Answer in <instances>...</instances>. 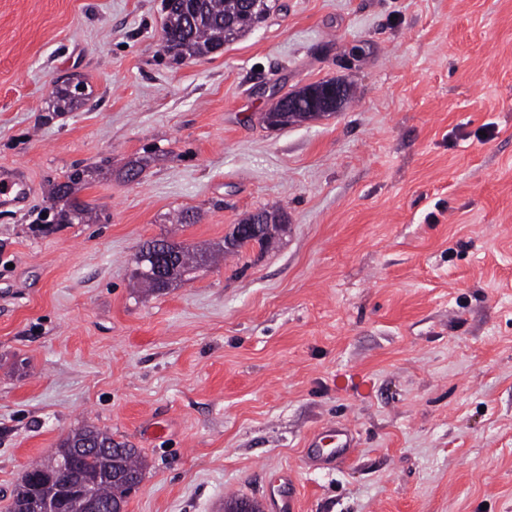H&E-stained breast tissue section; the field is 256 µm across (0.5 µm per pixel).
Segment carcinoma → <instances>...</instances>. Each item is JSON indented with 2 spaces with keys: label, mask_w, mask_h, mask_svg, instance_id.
Listing matches in <instances>:
<instances>
[{
  "label": "carcinoma",
  "mask_w": 512,
  "mask_h": 512,
  "mask_svg": "<svg viewBox=\"0 0 512 512\" xmlns=\"http://www.w3.org/2000/svg\"><path fill=\"white\" fill-rule=\"evenodd\" d=\"M268 11L266 0H168L163 51L176 64L209 55L250 31ZM327 85L329 82L323 81L285 94L265 113L264 122L269 127L283 128L334 112L336 107L347 105L354 97L355 91L349 84L344 85L339 97L328 94ZM88 98L83 82L67 79L52 92V108L55 112H69ZM84 181L85 170L73 168L66 175V181L55 186L52 203L44 210L41 223H86L90 219L86 206L70 200L72 187ZM60 200L65 201L61 209L56 205ZM257 222L269 224L271 229L260 237L246 234L232 247L240 248L250 242L266 247L285 223V216L277 209L264 208L242 218L237 227L244 229ZM167 249L175 250L178 260L177 273L166 284L168 288L183 281V275L202 258L201 254L166 240L145 241L136 254V264L140 267L139 281L151 291L161 290L151 272L154 263L164 261ZM73 454L77 455L76 462L66 480L56 477L53 460L28 467L15 491L12 512H29L33 497H49L63 502L68 498L70 485L89 489L106 509L118 508L126 505L132 489L142 480L144 462L137 450L115 442L111 434L95 427L74 430L56 451V457L60 459Z\"/></svg>",
  "instance_id": "obj_1"
}]
</instances>
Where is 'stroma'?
Instances as JSON below:
<instances>
[{
  "label": "stroma",
  "mask_w": 512,
  "mask_h": 512,
  "mask_svg": "<svg viewBox=\"0 0 512 512\" xmlns=\"http://www.w3.org/2000/svg\"><path fill=\"white\" fill-rule=\"evenodd\" d=\"M164 20L0 0V170L31 185L0 207V512L86 425L145 461L125 512H224L284 472L300 512H512V0H276L179 64ZM67 77L92 95L53 111ZM327 80L355 101L263 122ZM75 167L90 222L39 223ZM268 205L267 247L137 280L144 241L214 251ZM328 422L356 446L315 470Z\"/></svg>",
  "instance_id": "1"
}]
</instances>
